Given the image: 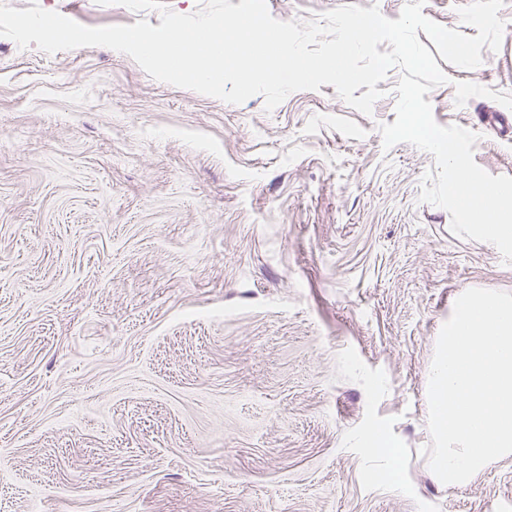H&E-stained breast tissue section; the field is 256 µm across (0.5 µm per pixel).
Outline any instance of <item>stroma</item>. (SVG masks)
I'll list each match as a JSON object with an SVG mask.
<instances>
[{"label": "stroma", "instance_id": "35a3bbf8", "mask_svg": "<svg viewBox=\"0 0 512 512\" xmlns=\"http://www.w3.org/2000/svg\"><path fill=\"white\" fill-rule=\"evenodd\" d=\"M89 27L96 0H5ZM355 3L267 0L281 21ZM499 50L428 99L512 176V0ZM333 86L232 105L107 47L0 37V512H512V456L463 488L423 453L453 300L512 264L420 202L433 156L384 148ZM381 426L403 467L363 458Z\"/></svg>", "mask_w": 512, "mask_h": 512}]
</instances>
